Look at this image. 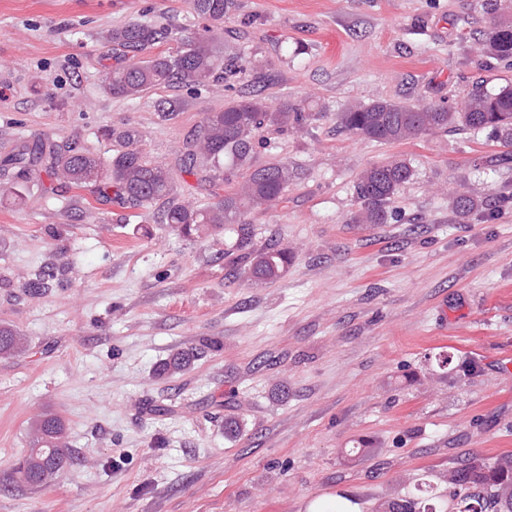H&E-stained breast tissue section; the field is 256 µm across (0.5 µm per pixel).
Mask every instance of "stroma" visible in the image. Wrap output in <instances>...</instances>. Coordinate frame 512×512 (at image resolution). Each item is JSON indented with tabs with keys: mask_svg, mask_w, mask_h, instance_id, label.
Returning a JSON list of instances; mask_svg holds the SVG:
<instances>
[{
	"mask_svg": "<svg viewBox=\"0 0 512 512\" xmlns=\"http://www.w3.org/2000/svg\"><path fill=\"white\" fill-rule=\"evenodd\" d=\"M480 3L235 0L209 32L189 0H0V159L37 138L108 159L131 126L173 176L143 208L47 176L0 193V323L29 338L0 358V512H377L426 480L447 495L457 459L512 451V146L453 129L376 143L336 124L358 102L458 109L473 82L512 81V64L474 50L512 0ZM131 22L185 29L248 67L112 95L101 76L122 57L103 38ZM251 92L321 114L255 144L257 164L296 170L244 216L252 250L293 256L263 283L232 229L185 238L160 221L238 189L242 173L212 186L180 158L204 113ZM394 158L414 177L386 223H353L360 174ZM459 192L485 207L457 213ZM46 266L49 288L29 294ZM204 340L188 372L156 377ZM39 413L65 420L74 462L33 490L13 467ZM228 418L241 436H225ZM359 439L371 452L350 455Z\"/></svg>",
	"mask_w": 512,
	"mask_h": 512,
	"instance_id": "obj_1",
	"label": "stroma"
}]
</instances>
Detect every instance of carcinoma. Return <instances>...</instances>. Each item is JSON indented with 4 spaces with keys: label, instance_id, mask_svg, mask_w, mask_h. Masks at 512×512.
I'll use <instances>...</instances> for the list:
<instances>
[{
    "label": "carcinoma",
    "instance_id": "obj_1",
    "mask_svg": "<svg viewBox=\"0 0 512 512\" xmlns=\"http://www.w3.org/2000/svg\"><path fill=\"white\" fill-rule=\"evenodd\" d=\"M198 16L218 27L233 8V0H192ZM177 39L181 46L173 52L150 53L157 43ZM106 41L124 51L122 64L105 74V88L114 95L133 97L152 89L185 81L204 85L227 69L226 59L206 45L173 32L168 25L131 22L115 28ZM479 52L495 60L512 59V22L495 24L478 42ZM321 116L308 112L298 103L286 102L273 107L258 94L244 95L219 112L204 114L198 130L187 141L181 168L193 173L198 155L209 162V174L220 179L224 163L247 171L242 192H226L209 209L199 211L174 206L164 214V223L184 236L208 224L222 230L230 224L236 232V244L248 246L252 227L242 220L249 209L280 199L288 190L292 170L286 164H252L254 137L262 127L300 128ZM336 122L344 129L365 139L379 142H402L423 134L456 126L472 130L489 129L512 140V83L506 81L490 90L475 85L467 94L462 110L440 105L408 104L395 101L355 103L336 113ZM129 149L112 157L109 165L74 143L46 146L40 142L23 144L0 162V169L23 176L46 174L65 179L78 186H92L102 198L112 196L131 206L144 207L172 189V175L162 166L145 159L135 147L137 131L127 127L117 133ZM413 176L410 165L401 159L373 165L364 170L356 192L361 210L352 217L356 224H382L386 220L384 203ZM482 206L467 194H458L453 207L467 214ZM290 262L288 251L272 250L252 254L250 275L258 281L277 277ZM27 348L26 338L12 326L0 324V357L15 356ZM197 349L178 350L156 368L162 379H173L185 372L198 357ZM30 448L15 468L23 485L39 488L72 463L67 446L65 423L57 416L44 414L29 427ZM453 493L448 512H512V454L484 456L471 454L458 460L448 470ZM381 512H433L413 498H398L382 504Z\"/></svg>",
    "mask_w": 512,
    "mask_h": 512
}]
</instances>
